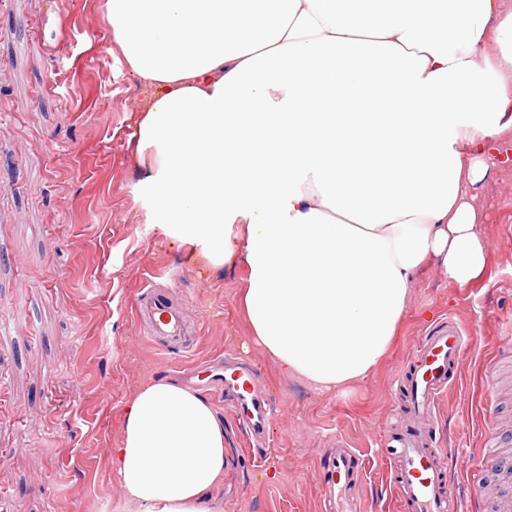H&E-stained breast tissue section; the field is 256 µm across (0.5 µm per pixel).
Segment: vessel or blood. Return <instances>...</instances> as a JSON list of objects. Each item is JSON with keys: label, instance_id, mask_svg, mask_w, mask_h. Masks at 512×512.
Instances as JSON below:
<instances>
[{"label": "vessel or blood", "instance_id": "1", "mask_svg": "<svg viewBox=\"0 0 512 512\" xmlns=\"http://www.w3.org/2000/svg\"><path fill=\"white\" fill-rule=\"evenodd\" d=\"M136 313L148 338L172 348L185 347L187 328L179 307L146 291L136 301ZM464 346L465 331L452 320L425 337L412 362L407 379L412 421L391 443L396 465L391 490L397 512H457V498L446 486V451L432 441L420 421L434 414ZM258 375V369L250 367L229 366L224 370V390L234 399V413L256 436L264 432L267 406L252 388ZM364 469L353 449L337 448L321 474L322 512H366L354 491Z\"/></svg>", "mask_w": 512, "mask_h": 512}]
</instances>
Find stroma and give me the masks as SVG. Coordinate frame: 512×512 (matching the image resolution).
Segmentation results:
<instances>
[{
  "instance_id": "1",
  "label": "stroma",
  "mask_w": 512,
  "mask_h": 512,
  "mask_svg": "<svg viewBox=\"0 0 512 512\" xmlns=\"http://www.w3.org/2000/svg\"><path fill=\"white\" fill-rule=\"evenodd\" d=\"M143 93L96 0H0V512H135L110 463L121 406L151 375L184 383L193 367L239 357L258 367L271 404L261 465L224 414L222 512H321L316 474L333 439L365 463L372 512H392L386 443L404 424V373L423 337L455 318L472 338L433 428L462 512L494 478L512 494V170L471 188L483 214L487 263L465 285L428 265L391 347L368 378L318 391L281 373L249 342L240 307L246 272L208 269L143 220L145 174L135 112ZM175 294L198 329L193 351L148 344L136 317L141 289Z\"/></svg>"
}]
</instances>
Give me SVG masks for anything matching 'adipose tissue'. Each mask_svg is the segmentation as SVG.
<instances>
[{"label":"adipose tissue","mask_w":512,"mask_h":512,"mask_svg":"<svg viewBox=\"0 0 512 512\" xmlns=\"http://www.w3.org/2000/svg\"><path fill=\"white\" fill-rule=\"evenodd\" d=\"M97 0L147 92L146 223L190 258L247 265L250 339L331 390L388 352L414 278L464 285L487 243L469 187L512 165L507 0ZM112 467L139 512H218L224 418L153 380L125 402Z\"/></svg>","instance_id":"adipose-tissue-1"}]
</instances>
